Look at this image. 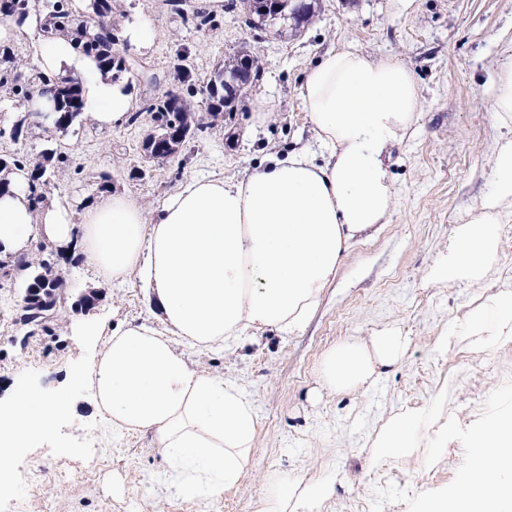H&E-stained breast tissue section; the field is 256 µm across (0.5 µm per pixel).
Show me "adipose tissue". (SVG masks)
Wrapping results in <instances>:
<instances>
[{"instance_id": "1", "label": "adipose tissue", "mask_w": 512, "mask_h": 512, "mask_svg": "<svg viewBox=\"0 0 512 512\" xmlns=\"http://www.w3.org/2000/svg\"><path fill=\"white\" fill-rule=\"evenodd\" d=\"M40 70L84 73V98L102 125L122 122L128 95L63 38L43 45ZM323 160L308 151L275 154L233 181L190 177L153 210L110 194L80 215L55 203L33 210L28 173L9 176L0 196V257L27 258L32 241L75 249L83 266L110 283L141 278L160 311L161 328L121 324L95 368L97 404L116 431L151 434L179 488L217 497L239 483L253 460L256 412L235 381L194 370L178 341L214 346L246 331H302L353 241L383 223L393 205L385 159L405 140L420 110L412 73L392 60L332 50L309 67L300 86ZM494 193L481 221L462 228L436 274L477 280L497 261L496 208L512 203V140L496 158ZM458 341L474 351L512 343V291L474 298ZM410 342L385 329L369 342L331 349L321 368L328 389L365 386L377 369L397 366ZM70 405L31 393L0 410L4 451L42 435ZM453 415L434 407L390 417L373 440L376 456L408 455L425 438L447 439ZM469 463L424 512H512V413L480 422ZM321 488L274 480L262 512H313Z\"/></svg>"}]
</instances>
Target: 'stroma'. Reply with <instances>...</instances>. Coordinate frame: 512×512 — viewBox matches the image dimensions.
Here are the masks:
<instances>
[{
    "mask_svg": "<svg viewBox=\"0 0 512 512\" xmlns=\"http://www.w3.org/2000/svg\"><path fill=\"white\" fill-rule=\"evenodd\" d=\"M193 3L212 15L209 32L183 23L163 0H118L117 50L144 65L129 90L132 107L170 87L179 61L189 71L181 88L201 105L213 66L247 45L264 74L243 111L160 162L142 150L153 128L147 114L113 127L86 116L64 133L47 132L32 116L25 139L0 138V155L35 162L51 150L67 158L47 203L81 212L99 197L95 176L106 173L113 192L148 207L189 177L233 180L267 153L314 147L303 75L328 50L345 49L397 60L419 87L418 120L387 161L394 206L386 223L347 252L302 333L265 329L221 347L186 348L194 369L236 381L256 407L253 463L216 498L178 491L149 435L113 431L93 407L94 360L112 328L158 323L140 280L106 283L48 245L43 256L62 269L69 305L51 319L50 332L32 334L17 318L24 271L14 269L10 284L0 278V403L29 392L62 396L74 407L29 447L14 449L0 512L14 503L19 512H257L274 478L331 482L316 512H417L465 465L473 421L512 407V344L485 351L443 344L474 297L512 289V234L498 232L497 265L483 280L428 279L457 230L479 219L493 193L496 154L512 139V120L495 110L498 72L512 60V0H320L296 37L249 29L233 0ZM145 22L154 31L147 40L138 36ZM87 289L101 299L84 313L73 304ZM389 328L410 340L399 366L379 370L355 392L322 385L329 349ZM431 403L455 417L447 442L372 459V440L393 414Z\"/></svg>",
    "mask_w": 512,
    "mask_h": 512,
    "instance_id": "stroma-1",
    "label": "stroma"
}]
</instances>
